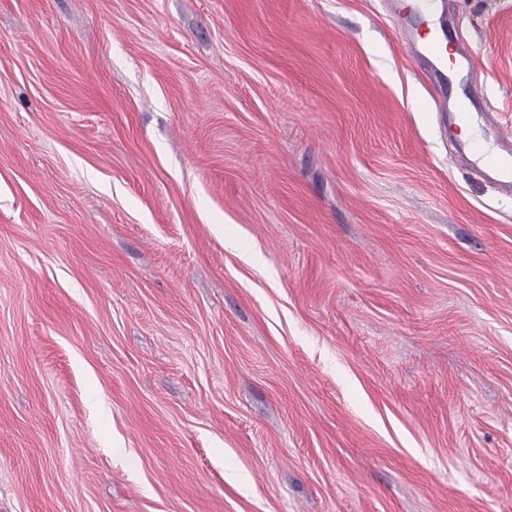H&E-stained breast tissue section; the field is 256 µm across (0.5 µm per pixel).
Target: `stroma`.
<instances>
[{
  "instance_id": "35a3bbf8",
  "label": "stroma",
  "mask_w": 512,
  "mask_h": 512,
  "mask_svg": "<svg viewBox=\"0 0 512 512\" xmlns=\"http://www.w3.org/2000/svg\"><path fill=\"white\" fill-rule=\"evenodd\" d=\"M400 24L0 0V512H512V197Z\"/></svg>"
}]
</instances>
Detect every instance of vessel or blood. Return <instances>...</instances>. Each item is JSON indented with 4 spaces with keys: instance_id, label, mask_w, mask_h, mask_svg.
Returning <instances> with one entry per match:
<instances>
[{
    "instance_id": "1",
    "label": "vessel or blood",
    "mask_w": 512,
    "mask_h": 512,
    "mask_svg": "<svg viewBox=\"0 0 512 512\" xmlns=\"http://www.w3.org/2000/svg\"><path fill=\"white\" fill-rule=\"evenodd\" d=\"M391 9L402 16L410 12L416 15L414 22L403 27L402 41L411 57L422 62V71L434 88L438 121L453 130L479 120L493 133L492 138L479 137L461 144L457 160L469 164L502 194L512 196V125L492 112L476 86L459 95L446 89L449 77L474 71L477 58L464 47L444 0H391ZM431 16L437 19L439 29L426 39L421 27Z\"/></svg>"
}]
</instances>
